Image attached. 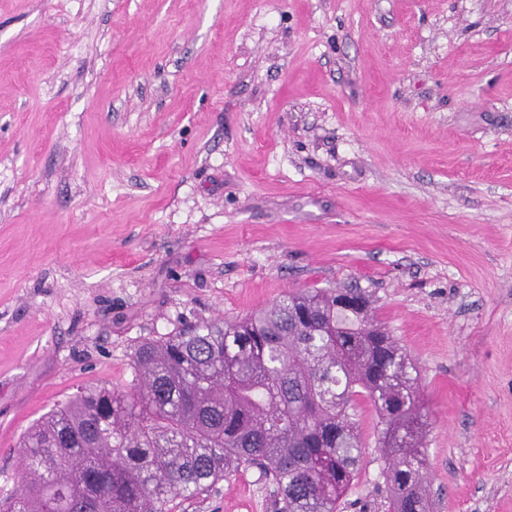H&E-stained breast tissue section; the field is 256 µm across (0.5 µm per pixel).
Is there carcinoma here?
Listing matches in <instances>:
<instances>
[{
	"label": "carcinoma",
	"mask_w": 512,
	"mask_h": 512,
	"mask_svg": "<svg viewBox=\"0 0 512 512\" xmlns=\"http://www.w3.org/2000/svg\"><path fill=\"white\" fill-rule=\"evenodd\" d=\"M371 305L359 288H308L141 340L133 388H80L32 422L0 512H167L241 465L272 486V512H338L365 404L388 512H430L419 370Z\"/></svg>",
	"instance_id": "cac0c4a2"
}]
</instances>
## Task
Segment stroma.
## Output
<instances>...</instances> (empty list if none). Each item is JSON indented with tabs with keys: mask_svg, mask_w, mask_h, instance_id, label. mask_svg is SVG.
I'll list each match as a JSON object with an SVG mask.
<instances>
[{
	"mask_svg": "<svg viewBox=\"0 0 512 512\" xmlns=\"http://www.w3.org/2000/svg\"><path fill=\"white\" fill-rule=\"evenodd\" d=\"M344 286L419 367L433 512H512V0H0V497L143 338ZM359 419L339 510L387 512Z\"/></svg>",
	"mask_w": 512,
	"mask_h": 512,
	"instance_id": "1",
	"label": "stroma"
}]
</instances>
